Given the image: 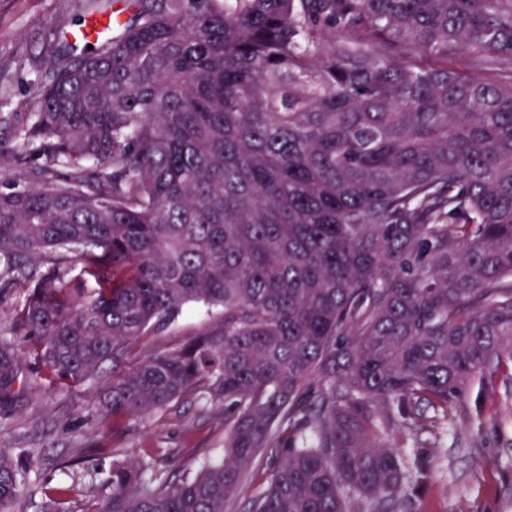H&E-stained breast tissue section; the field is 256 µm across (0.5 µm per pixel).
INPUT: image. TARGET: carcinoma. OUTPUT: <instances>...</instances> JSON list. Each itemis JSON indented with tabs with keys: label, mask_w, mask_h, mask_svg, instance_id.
<instances>
[{
	"label": "carcinoma",
	"mask_w": 512,
	"mask_h": 512,
	"mask_svg": "<svg viewBox=\"0 0 512 512\" xmlns=\"http://www.w3.org/2000/svg\"><path fill=\"white\" fill-rule=\"evenodd\" d=\"M0 165V295L103 417L195 396L224 453L174 479L151 449L95 464L98 512H402L429 476L394 450L512 360V0H79ZM42 162L26 165V155ZM80 266L66 280L64 266ZM198 305L209 325L126 357ZM25 379L0 337V406ZM0 449V512L25 485ZM258 491L242 496L247 487ZM76 486L43 491L69 512ZM448 67H453L469 77L495 82L506 80L512 73V58L504 55L495 61H478L476 56L466 53L448 59Z\"/></svg>",
	"instance_id": "obj_1"
}]
</instances>
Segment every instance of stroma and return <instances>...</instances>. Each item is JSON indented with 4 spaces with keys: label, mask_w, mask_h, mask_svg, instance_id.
Segmentation results:
<instances>
[{
    "label": "stroma",
    "mask_w": 512,
    "mask_h": 512,
    "mask_svg": "<svg viewBox=\"0 0 512 512\" xmlns=\"http://www.w3.org/2000/svg\"><path fill=\"white\" fill-rule=\"evenodd\" d=\"M79 24L77 0H0V143L28 117L43 44ZM449 65L483 81L512 77L507 55L486 62L466 53ZM0 333L13 337L29 376L0 413V448L21 460L29 487L76 483L71 512H88L106 495L92 464L79 462L82 452L119 448L136 460L144 449L159 448L157 467L172 474L195 467L194 449L221 454L218 407L190 397L149 417L102 419L99 397L112 380L111 364L93 381L66 385L34 360L25 337L1 313ZM389 440L430 468L425 483L411 484L403 512H512V363L477 374L461 395L449 396L447 431L417 437L397 427Z\"/></svg>",
    "instance_id": "obj_1"
}]
</instances>
